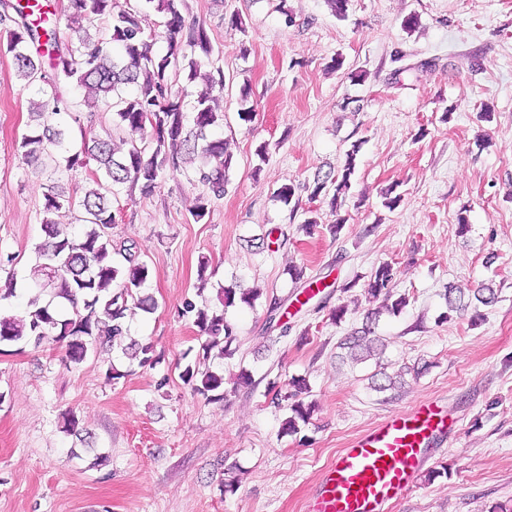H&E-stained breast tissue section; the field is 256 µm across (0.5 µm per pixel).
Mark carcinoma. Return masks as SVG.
<instances>
[{"label": "carcinoma", "mask_w": 512, "mask_h": 512, "mask_svg": "<svg viewBox=\"0 0 512 512\" xmlns=\"http://www.w3.org/2000/svg\"><path fill=\"white\" fill-rule=\"evenodd\" d=\"M148 2L156 3L162 14V34L168 44L163 55L153 52V37L145 34L130 0H70L72 17L88 27L109 18V25L95 39L86 35L75 41L48 25V18L31 19L32 5L23 0L13 2L17 19L0 16V27L7 34L0 53L10 55L17 77L29 86L39 85L41 94V100L31 102L32 125L18 148L24 163L41 164L49 181L42 210L45 239L35 246L34 274L42 279L36 282L38 291L28 299L23 315H0V344L62 343L73 363L91 353L109 355L119 347L123 354L139 359L142 367L153 363L150 347L123 344L130 332L127 317L136 309L152 311L157 302L143 293L149 268L137 245L112 238L116 223L112 197L123 190L149 195L167 174L197 157L200 165L195 174L203 190L189 212L199 222L224 197L232 156L224 139L210 135L224 125L225 79L205 25L198 20L186 23L185 0ZM46 62L52 70L50 78L44 73ZM182 75L204 84L189 104L174 90ZM71 83L95 93L103 112L111 115L105 135H84L78 147L72 144L70 126L62 121V115L71 112V103L58 91L60 85ZM115 135L126 145L120 155L112 148ZM355 159L352 151L340 171L316 176L311 197L327 193L332 186L329 203L336 209L338 195L349 187ZM78 168L88 170L89 188L77 201L64 187L62 175ZM76 208L82 229L73 235L54 216ZM394 277L391 264H380L370 275L368 294L391 296ZM256 296L253 289L238 296L236 289L224 288L220 302L225 308L238 302L249 305ZM183 313L193 316L206 335L204 359L213 352L224 357L234 340V328L224 320V311L186 299ZM376 321V313L367 314L362 327L345 337L339 344L345 350L342 359L362 363L382 353L384 342L375 334ZM406 374L404 367L374 374L371 389L396 390ZM181 378L212 400L224 395V374L217 371L188 365ZM308 417V407L293 404L282 430L294 433Z\"/></svg>", "instance_id": "1"}]
</instances>
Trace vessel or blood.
Here are the masks:
<instances>
[{"mask_svg":"<svg viewBox=\"0 0 512 512\" xmlns=\"http://www.w3.org/2000/svg\"><path fill=\"white\" fill-rule=\"evenodd\" d=\"M452 425L443 405L428 400L385 417L337 457L309 512H387L413 487L424 450L444 442Z\"/></svg>","mask_w":512,"mask_h":512,"instance_id":"b4317fda","label":"vessel or blood"}]
</instances>
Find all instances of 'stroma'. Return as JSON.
Here are the masks:
<instances>
[{"label":"stroma","instance_id":"stroma-1","mask_svg":"<svg viewBox=\"0 0 512 512\" xmlns=\"http://www.w3.org/2000/svg\"><path fill=\"white\" fill-rule=\"evenodd\" d=\"M183 14L205 23L223 59L226 193L194 222L202 186L189 164L149 196L113 201L112 236L136 243L158 302L128 320L154 365L114 350L111 380L100 360L70 363L61 345H0V512H307L352 440L431 398L456 424L388 512H512V0H349L342 19L326 0H186ZM245 86L259 104L249 122L239 116ZM36 97L0 54V289L16 288L0 300L6 315L23 312L45 238V178L18 152ZM352 149L356 171L337 207L311 198L315 174L340 169ZM285 184L295 187L289 207L274 196ZM390 187L402 197L393 210L382 205ZM309 210L323 221L311 236L301 229ZM384 262L396 270L393 295L407 299L397 315L366 291ZM292 265L303 281L291 280ZM484 283L495 304L449 312L448 287L469 295ZM236 286L260 296L223 309L236 339L224 397L210 401L181 377L204 340L182 302L198 294L215 309L219 290ZM273 304L286 324L270 322ZM370 311L383 354L341 363V340ZM405 364L425 371L371 389L377 366ZM243 371L251 385L238 384ZM294 377L306 378L314 411L285 435L290 410L273 399L290 395ZM69 411L80 436L62 429ZM97 454L103 465L88 468Z\"/></svg>","mask_w":512,"mask_h":512}]
</instances>
